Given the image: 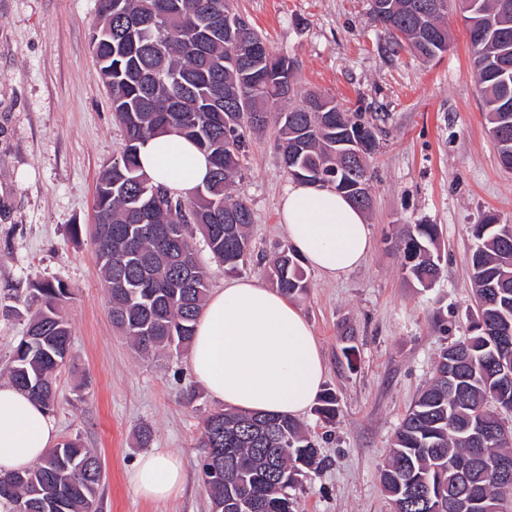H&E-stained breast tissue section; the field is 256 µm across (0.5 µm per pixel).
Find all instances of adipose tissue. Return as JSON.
Instances as JSON below:
<instances>
[{
    "mask_svg": "<svg viewBox=\"0 0 512 512\" xmlns=\"http://www.w3.org/2000/svg\"><path fill=\"white\" fill-rule=\"evenodd\" d=\"M143 171L175 195L190 194L209 176L206 155L177 133L139 145ZM279 223L291 249L322 277L337 280L367 258L371 230L363 211L343 194L300 181L285 187ZM195 379L225 408L291 417L317 398L326 363L317 339L296 305L255 280H226L209 297L191 344ZM57 438L54 418L33 397L0 383V472L40 460ZM133 481L145 499L164 502L183 487L181 459L150 451L139 458Z\"/></svg>",
    "mask_w": 512,
    "mask_h": 512,
    "instance_id": "ef3b65f1",
    "label": "adipose tissue"
}]
</instances>
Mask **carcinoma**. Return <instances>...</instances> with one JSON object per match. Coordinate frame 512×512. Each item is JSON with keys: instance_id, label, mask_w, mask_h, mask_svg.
<instances>
[{"instance_id": "obj_1", "label": "carcinoma", "mask_w": 512, "mask_h": 512, "mask_svg": "<svg viewBox=\"0 0 512 512\" xmlns=\"http://www.w3.org/2000/svg\"><path fill=\"white\" fill-rule=\"evenodd\" d=\"M430 0H388L375 20L394 43L404 42L424 61L448 51V9L431 13L427 34L418 13ZM469 32L473 67L487 127L506 129L500 162L512 154V0H457ZM102 25L92 37L95 56L110 89L112 110L125 130L119 157L102 172L97 207L103 232L93 236L105 283L120 277L126 287L108 290L112 322L142 352L184 349L209 291L206 267L194 255V228L229 271L244 265L253 214L231 195L240 173L246 134L260 131L271 113L279 124L283 164L293 179L344 194L358 208L372 203L367 159L376 153L375 127L318 92L296 104L295 65L273 50L230 0H98ZM366 128L361 158L349 155L352 134ZM174 131L194 140L209 157L210 180L188 197H174L141 169L137 145ZM436 224H416L400 241L401 269L426 288L441 273L435 254ZM468 256L475 302L465 341L441 348L430 383L399 424L379 474L398 512H512V482L497 474L512 460V439L492 431L512 412V221L495 213L472 226ZM267 275L280 293L295 297L310 288L299 256L283 247L268 261ZM14 302L37 306L26 336L13 351V384L51 412L55 379L70 357L71 331L62 314L70 291L62 283L33 282ZM454 388H448V380ZM490 434L471 438L470 425ZM223 429L224 464L204 454L198 467L212 512H240L244 492L258 500L256 512H294L301 477L320 464L319 452L291 416L216 410L203 422L202 437ZM100 458L77 438L50 448L35 465L0 475V506L6 512H96L103 473ZM468 464L464 472L459 463Z\"/></svg>"}]
</instances>
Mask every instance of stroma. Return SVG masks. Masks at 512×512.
I'll use <instances>...</instances> for the list:
<instances>
[{"label": "stroma", "mask_w": 512, "mask_h": 512, "mask_svg": "<svg viewBox=\"0 0 512 512\" xmlns=\"http://www.w3.org/2000/svg\"><path fill=\"white\" fill-rule=\"evenodd\" d=\"M231 5L294 60L298 91L333 97L376 128L371 253L336 281L309 272L295 300L336 397L335 419L300 416L325 464L303 476L295 512H392L379 472L395 429L440 348L469 334L471 227L490 211L512 219V172L486 132L468 32L452 2L450 48L426 62L393 45L371 0ZM100 24L97 0H0V381L29 318L10 312L11 294L32 280L64 282L71 358L57 374L53 417L59 437L101 455L100 512H211L197 463L203 420L219 404L198 387L188 352L146 358L116 331L91 238L97 179L124 145L91 44ZM240 161L234 193L253 222L239 274L264 284L267 259L286 244L278 207L289 176L276 126L251 134ZM414 224L441 229V274L428 288L400 266L396 244ZM145 426L152 447L187 472L184 491L161 503L130 481Z\"/></svg>", "instance_id": "35a3bbf8"}]
</instances>
